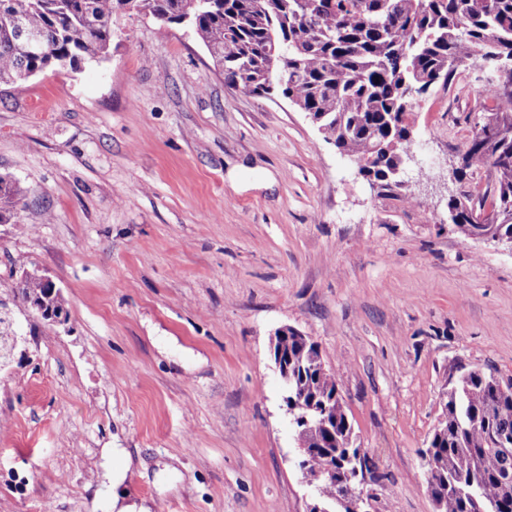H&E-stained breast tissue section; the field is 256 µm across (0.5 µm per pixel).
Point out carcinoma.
I'll return each instance as SVG.
<instances>
[{
    "mask_svg": "<svg viewBox=\"0 0 512 512\" xmlns=\"http://www.w3.org/2000/svg\"><path fill=\"white\" fill-rule=\"evenodd\" d=\"M119 0H0V82H24L62 60L72 69L107 55ZM137 10L161 22L191 16L196 40L222 66L224 83L250 94L276 92L316 121L325 141L365 163L364 176L383 195L399 187L396 171L410 149L408 115L419 97L448 85L459 67L486 54L512 59V0H136ZM30 34L38 43L23 51ZM288 57L281 83L271 49ZM495 99L479 104L476 129L466 144L465 167L494 174L484 192L452 198L448 211L459 231L471 226L474 209L493 224L480 227L512 237V73L493 83ZM24 190L0 179V223L11 218ZM22 301L46 299L31 281L19 287ZM288 355L289 388L327 403L336 420L335 444L326 435L294 424L296 440L310 443L308 469L316 475L341 469L356 453L336 375L325 367L319 346L294 335L280 342ZM443 416L434 429L427 464L444 486L438 512H512V378L479 368L460 375L447 390ZM337 483L324 482L316 500L336 505Z\"/></svg>",
    "mask_w": 512,
    "mask_h": 512,
    "instance_id": "1",
    "label": "carcinoma"
}]
</instances>
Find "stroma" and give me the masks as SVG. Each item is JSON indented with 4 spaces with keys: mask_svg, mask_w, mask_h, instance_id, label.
Segmentation results:
<instances>
[{
    "mask_svg": "<svg viewBox=\"0 0 512 512\" xmlns=\"http://www.w3.org/2000/svg\"><path fill=\"white\" fill-rule=\"evenodd\" d=\"M485 82L469 64L425 96L386 197L182 25L121 13L104 61L0 83V173L28 202L0 224V331L25 337L0 368V512H307L283 326L335 373L376 512H436L443 388L512 377V253L448 222L488 183L455 172ZM24 268L66 324L17 298ZM18 279L20 281V285L30 280H36L19 287V294L22 301L46 300L47 295V298L52 301L50 309L46 314L48 318H50V324L61 325L66 322L65 308L59 299V289L49 275L41 273L38 269H33L32 271L23 269L19 274ZM37 281L46 288V292L45 288H43V286ZM53 309H55V314H53Z\"/></svg>",
    "mask_w": 512,
    "mask_h": 512,
    "instance_id": "obj_1",
    "label": "stroma"
}]
</instances>
